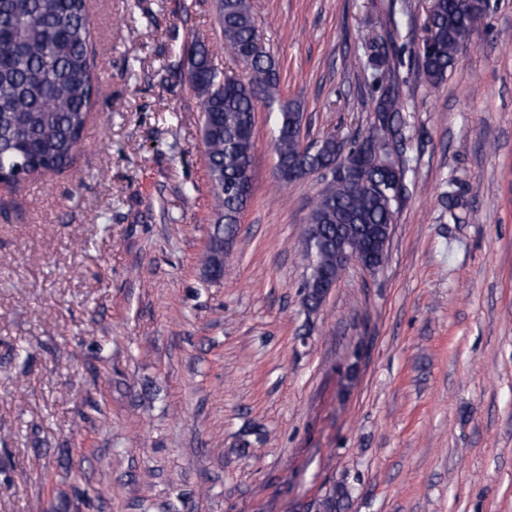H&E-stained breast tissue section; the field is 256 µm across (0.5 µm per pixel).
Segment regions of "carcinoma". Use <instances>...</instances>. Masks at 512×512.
Segmentation results:
<instances>
[{"instance_id":"cac0c4a2","label":"carcinoma","mask_w":512,"mask_h":512,"mask_svg":"<svg viewBox=\"0 0 512 512\" xmlns=\"http://www.w3.org/2000/svg\"><path fill=\"white\" fill-rule=\"evenodd\" d=\"M224 50L250 73L248 81L219 67L206 45L191 41L181 66L201 101V132L207 172L219 212L202 258L205 274L219 273L250 199L244 165L254 148V112L263 102L277 113L274 148L278 167L317 170L341 167L342 147L327 136L307 144L302 113L280 101L278 62L266 46L251 0H216ZM484 19L483 0H429L425 36L415 51L419 74L432 86L447 80L461 46ZM91 19L86 0H0V181L16 187L67 166L78 149L102 87L91 59ZM392 43L379 34L370 42L367 66L374 88L373 117L351 141L346 164L364 166L365 177L327 184L312 208L309 249L313 255L303 286L309 314L324 303V288L337 281L342 265L336 241L343 239L366 265L385 258L386 244L410 180L395 184L403 156L406 123L402 88L390 64ZM354 486L348 476L326 489L311 512H348Z\"/></svg>"}]
</instances>
